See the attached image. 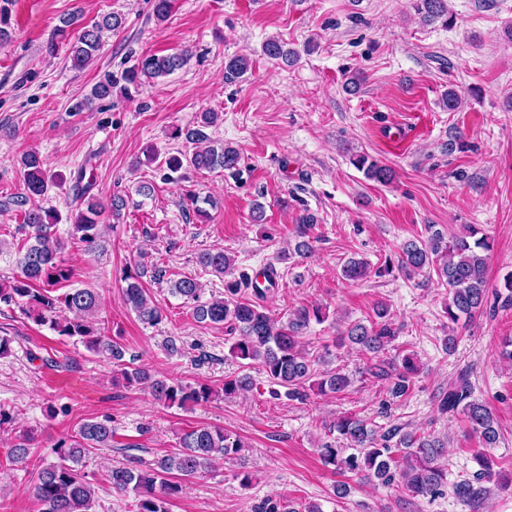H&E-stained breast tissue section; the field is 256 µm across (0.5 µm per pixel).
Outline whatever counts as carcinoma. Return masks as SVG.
<instances>
[{
    "mask_svg": "<svg viewBox=\"0 0 512 512\" xmlns=\"http://www.w3.org/2000/svg\"><path fill=\"white\" fill-rule=\"evenodd\" d=\"M416 11L426 24L442 21L448 26L447 0H416ZM122 17L106 14L78 31L70 44L69 60L72 68L85 69L100 50L103 34L119 29ZM263 54L286 65L294 63L298 51L286 47L277 38L265 41ZM186 62L183 54L158 56L145 53L122 74L125 85L122 92L131 91L147 81L156 80L182 68ZM249 61L245 56L230 58L224 65V81L234 82L246 74ZM112 76L99 81L89 97L75 105L76 110L89 106L95 100L112 96ZM218 113L203 112L196 128H175L176 138L185 137L200 147L183 159L170 156L164 164L171 173L188 165L197 170H232L237 168L239 151L229 145L201 146L208 140L204 129L217 123ZM23 177V192L16 196L14 205L22 213V224L17 233L25 236L24 252L19 256V272L12 279L0 283V303L16 305L37 324L46 325L59 336L68 337L90 352L101 354L116 363L124 362L125 351L101 330L90 318L99 308V294L91 288H71L58 294L56 286L71 277V270L61 259L66 242L58 237L55 226L59 223L56 212L38 204V199L48 191L49 181L41 155L29 151L17 161ZM356 165L365 171L368 179L377 182L389 180V169L368 157L361 156ZM99 202H87L70 217L69 236L93 250L97 246L102 228ZM311 218H302L298 230L300 241L294 252L302 257L312 251L306 240ZM490 250L488 237L473 225L465 232L449 238L439 231L431 233L424 242L410 240L403 244L397 266L404 273L420 272L432 266L441 285L448 288V320L454 324L464 318L470 320L487 310L489 289L486 280V253ZM232 258L224 251H206L199 255L198 263L216 274H222L231 265ZM366 263L349 259L342 267V276L358 280L365 275ZM145 271L137 270L125 275L124 302L140 321L155 325L162 320V310L153 302L141 278ZM274 272L263 275L267 285L262 286L246 273L225 284L224 296L201 300V285L193 277L183 276L173 281L171 293L193 304L192 314L196 322L206 326L223 325L234 340L229 347L232 358L244 366L259 365L270 383L277 386L275 396L284 395L291 401H304L306 389L317 388L321 392L343 393L350 379L340 372L317 373L315 365L321 358L307 352L301 342L310 323L324 321L322 307H302L290 313L286 320L272 317L263 304L273 290ZM73 314L71 318L57 317L59 310ZM377 321L365 325L359 321L349 324L341 333L355 350L376 358L392 341L394 332L388 319V306L376 305ZM417 374V366L410 356L401 359L400 365L385 361L376 366V375L390 382V394L399 398L407 394ZM124 384L146 385L156 401L168 408L185 407L189 403L207 402L212 398L211 388L200 385L191 387L176 384L165 377L152 374L140 366H126L121 372ZM252 384L249 374L224 381V395L231 396L248 389ZM474 391L469 373L462 372L442 391L438 410L442 414L461 412L467 418L473 432L492 446L499 438L498 425L492 409L473 397ZM333 430L337 436L320 444L324 462L336 469L367 477L379 484L395 486L413 496H435L442 493L447 484L446 472L438 465L445 455L447 443L439 438L405 431L393 426L383 432L369 426L367 420L354 416H342L336 420ZM114 429L111 420L91 421L82 424L69 439L58 444L60 462L37 471L34 485L35 498L43 506L42 512H96L94 491L79 469L85 451L89 448L112 445ZM177 452L161 458L151 468L114 467L107 471L106 480L118 492L131 490L136 501L134 512H169L168 504L180 492V485L172 476H193L205 472L217 456H231L243 448L238 441L229 442L224 432L210 427H197L184 432L178 441ZM480 469L472 476L455 482L452 494L458 502L477 507L487 497L486 484L496 476L485 457L477 458ZM254 512H322L321 505L312 503L297 506L291 500L265 499L254 506Z\"/></svg>",
    "mask_w": 512,
    "mask_h": 512,
    "instance_id": "cac0c4a2",
    "label": "carcinoma"
}]
</instances>
